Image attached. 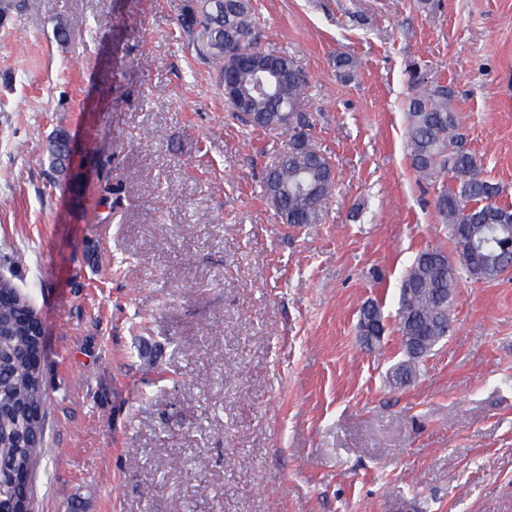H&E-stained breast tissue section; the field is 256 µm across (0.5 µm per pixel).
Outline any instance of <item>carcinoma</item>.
Wrapping results in <instances>:
<instances>
[{"label": "carcinoma", "mask_w": 512, "mask_h": 512, "mask_svg": "<svg viewBox=\"0 0 512 512\" xmlns=\"http://www.w3.org/2000/svg\"><path fill=\"white\" fill-rule=\"evenodd\" d=\"M197 10L184 4L178 30L187 47L203 61L213 64L219 87H224V38L232 31L243 45L257 55H268L284 75L279 93L224 95L236 117L246 123L277 134H291L288 151L266 172L263 189L266 199L285 224H315L320 216L319 201L332 195L335 175L329 160L301 133L307 123L299 114L306 90V77L286 55L262 51L256 46L259 25L250 0H200ZM416 94L409 100L405 146L414 170L426 174L435 170L451 173L455 188L439 194L434 202L452 237L458 256L478 253V260L466 269L476 281L497 279L504 267L496 264L500 254L496 239L512 235V208L501 206L497 197L501 186L482 175L476 156L464 147L452 110L453 92L437 85L427 88L422 77L415 79ZM51 168L65 171L70 160L63 147L50 151ZM404 282L418 289L408 300L400 292L397 311L402 338L403 362L412 377H417L425 356L411 349L409 341L433 351L438 337L449 333L452 303L459 271L440 248H426L414 258ZM28 303L26 297L0 306V512H24L27 494L24 474L34 470L37 453L32 445L43 440L44 418L51 405L43 369L32 362L43 351V342L18 316ZM376 331L384 332V317L379 304L367 302L360 310Z\"/></svg>", "instance_id": "cac0c4a2"}]
</instances>
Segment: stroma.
I'll list each match as a JSON object with an SVG mask.
<instances>
[{
  "label": "stroma",
  "instance_id": "1",
  "mask_svg": "<svg viewBox=\"0 0 512 512\" xmlns=\"http://www.w3.org/2000/svg\"><path fill=\"white\" fill-rule=\"evenodd\" d=\"M181 4L40 0L0 23V275L42 319L52 401L33 512H512V273L461 277L447 339L387 382L403 275L452 247L434 201L453 181L404 144L407 65L453 91L512 207V0H252L336 173L299 225L262 191L287 138L232 117Z\"/></svg>",
  "mask_w": 512,
  "mask_h": 512
}]
</instances>
